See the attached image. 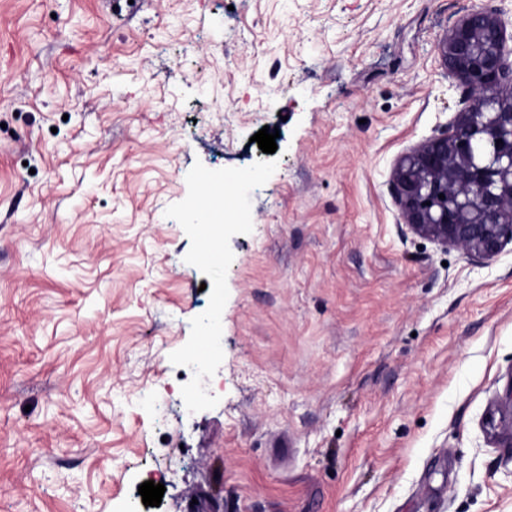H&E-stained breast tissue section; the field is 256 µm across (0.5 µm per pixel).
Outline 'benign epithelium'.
Returning a JSON list of instances; mask_svg holds the SVG:
<instances>
[{"mask_svg":"<svg viewBox=\"0 0 512 512\" xmlns=\"http://www.w3.org/2000/svg\"><path fill=\"white\" fill-rule=\"evenodd\" d=\"M437 53L463 107L396 160L392 195L412 233L492 260L512 244V32L498 9L474 0Z\"/></svg>","mask_w":512,"mask_h":512,"instance_id":"benign-epithelium-1","label":"benign epithelium"}]
</instances>
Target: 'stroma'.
Instances as JSON below:
<instances>
[{"mask_svg": "<svg viewBox=\"0 0 512 512\" xmlns=\"http://www.w3.org/2000/svg\"><path fill=\"white\" fill-rule=\"evenodd\" d=\"M468 4L0 0V512H512V246L418 237L390 187L462 107ZM266 126L187 413L210 293L165 210Z\"/></svg>", "mask_w": 512, "mask_h": 512, "instance_id": "1", "label": "stroma"}]
</instances>
